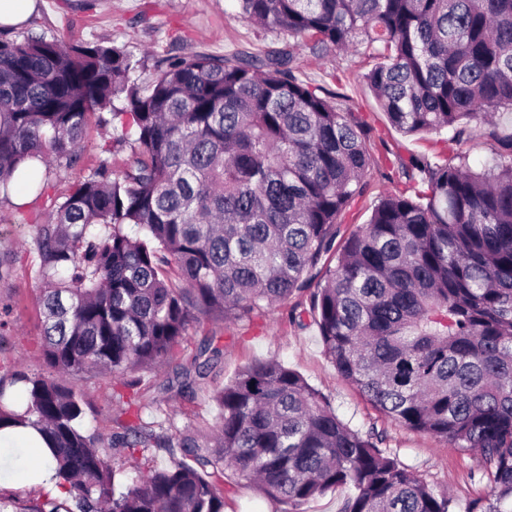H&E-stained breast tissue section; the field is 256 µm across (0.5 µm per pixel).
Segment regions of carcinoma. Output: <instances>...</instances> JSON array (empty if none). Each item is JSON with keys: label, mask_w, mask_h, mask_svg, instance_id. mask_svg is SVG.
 <instances>
[{"label": "carcinoma", "mask_w": 512, "mask_h": 512, "mask_svg": "<svg viewBox=\"0 0 512 512\" xmlns=\"http://www.w3.org/2000/svg\"><path fill=\"white\" fill-rule=\"evenodd\" d=\"M238 2L288 46L171 57L143 81L111 42L0 40V201L18 183L43 197L90 123L111 130L33 238L40 350L57 376L0 366V430L41 433L66 497H0V512H224L243 481L292 512L336 488L349 490L338 512H453L387 450L386 429H352L275 359L214 390L208 433L144 420L134 377L112 392L121 431L106 442L83 427L91 403L68 376L174 362L187 385L223 356L212 336L193 368L177 362L202 320L250 321L303 294L343 380L385 418L480 457L490 489L466 512H512V138L481 170L466 152L400 161L404 188L338 243L365 190L368 132L294 65L304 48L363 54L395 129L468 144L512 108V0ZM326 255L335 264L311 274ZM107 444L171 464L130 485Z\"/></svg>", "instance_id": "cac0c4a2"}]
</instances>
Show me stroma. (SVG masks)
I'll return each mask as SVG.
<instances>
[{
	"label": "stroma",
	"mask_w": 512,
	"mask_h": 512,
	"mask_svg": "<svg viewBox=\"0 0 512 512\" xmlns=\"http://www.w3.org/2000/svg\"><path fill=\"white\" fill-rule=\"evenodd\" d=\"M58 36L69 43L110 41L125 46L144 62L141 76L151 78L158 60L168 56L208 53L224 56L239 53L263 56L285 48L286 37L265 31L245 20L237 0H37L29 20L8 30L0 28V39L24 35ZM295 64L301 79L335 96L337 104L370 131L371 164L364 182L365 193L344 214L337 226L338 239L347 238L365 224L379 198L401 188L398 172L401 159L412 154L454 157L469 149L470 163L481 169L492 166L503 139L512 137V110H500L480 138L461 147L451 132L407 136L390 125L359 76L367 72L371 60L352 51H332L315 55L297 51ZM107 130L89 126L84 143L73 164L53 175L52 196L66 195L73 184L96 167L99 146L107 140ZM30 208L15 211L12 203H0V252L24 245L35 235L29 220ZM33 259L17 264L13 277L0 281V302L12 306V336L0 344V365L12 364L30 373L49 375L40 353V290L30 275ZM296 300L276 306L249 322L203 321L191 331L184 344L182 363H190L201 343L211 335L221 336L224 362L206 379L188 389H168L173 374L162 364L139 373L143 381L146 408L144 419L156 410L171 413L177 428L211 427L218 415L212 400L214 388L229 382L244 365L257 359H275L300 373L310 385L328 396L337 414L350 427L366 429L380 419L379 413L348 382L340 378L326 358L317 326L311 319L295 323ZM72 385L87 393L93 410L84 419L85 428L103 438L118 431L122 415L112 403L113 379L108 375L81 374ZM387 448L419 479L447 492L456 512H465L469 501L484 496L489 479L478 470L476 454L454 448L427 435L386 422Z\"/></svg>",
	"instance_id": "35a3bbf8"
}]
</instances>
